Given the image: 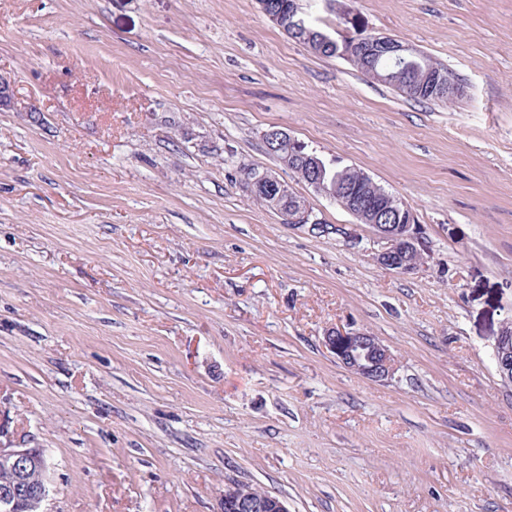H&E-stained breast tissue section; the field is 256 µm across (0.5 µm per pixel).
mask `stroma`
<instances>
[{"label": "stroma", "mask_w": 512, "mask_h": 512, "mask_svg": "<svg viewBox=\"0 0 512 512\" xmlns=\"http://www.w3.org/2000/svg\"><path fill=\"white\" fill-rule=\"evenodd\" d=\"M464 84L425 103L290 39L257 0H0V424L46 512H512V0H297ZM279 128L412 209L424 262L267 154ZM271 172L323 232L247 189ZM369 331L374 382L323 344ZM512 322H506L495 343L494 357L498 374L512 383ZM323 340L336 360L367 379L381 381L395 370V359L391 351L365 330L330 328L325 332ZM224 512H289L286 501L279 496L254 498L237 482L224 487Z\"/></svg>", "instance_id": "obj_1"}]
</instances>
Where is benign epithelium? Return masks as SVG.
Listing matches in <instances>:
<instances>
[{
	"label": "benign epithelium",
	"mask_w": 512,
	"mask_h": 512,
	"mask_svg": "<svg viewBox=\"0 0 512 512\" xmlns=\"http://www.w3.org/2000/svg\"><path fill=\"white\" fill-rule=\"evenodd\" d=\"M315 46L327 47L341 56L361 52L368 56L385 52L400 61L413 63L424 59V54L413 47L390 44L384 37H366L358 33L341 41L321 32ZM260 183L270 191L267 206L274 210L283 222L293 225L318 227V219L307 206L283 205L287 187L276 176L264 173L258 177ZM364 175L350 171L347 195L350 212L358 221L369 224L386 247L376 255V262L384 269L396 273H409L420 263L414 254L419 250V232L411 208L399 197L392 196L387 204L371 207L356 190L363 184ZM308 183L318 194L329 199L335 192L325 188L320 175V162L313 158L309 163ZM326 348L342 365L357 374L374 381H381L395 370V359L391 351L375 336L360 329L336 327L328 329L323 337ZM494 357L500 377L512 383V322L502 326L495 343ZM49 463L40 448L16 445L4 426L0 425V471L7 478L0 483V512H42L41 507L49 494ZM224 512H289L286 501L279 496L267 495L254 498L237 482L224 487Z\"/></svg>",
	"instance_id": "benign-epithelium-1"
}]
</instances>
